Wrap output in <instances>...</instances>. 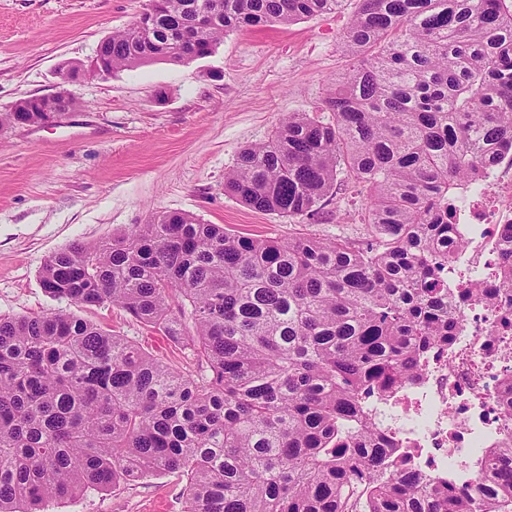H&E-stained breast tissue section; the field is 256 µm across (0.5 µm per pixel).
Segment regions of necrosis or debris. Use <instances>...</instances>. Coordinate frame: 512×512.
Returning <instances> with one entry per match:
<instances>
[{
	"mask_svg": "<svg viewBox=\"0 0 512 512\" xmlns=\"http://www.w3.org/2000/svg\"><path fill=\"white\" fill-rule=\"evenodd\" d=\"M450 221L466 241L448 257L458 289L454 333L424 358L419 383L372 403L381 431L420 470L467 492L481 477L472 459L512 444V410L502 402V380L512 375V297L486 293L501 278L500 227L512 224V160L463 186Z\"/></svg>",
	"mask_w": 512,
	"mask_h": 512,
	"instance_id": "necrosis-or-debris-1",
	"label": "necrosis or debris"
}]
</instances>
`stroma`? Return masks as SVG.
Instances as JSON below:
<instances>
[{
  "label": "stroma",
  "instance_id": "obj_1",
  "mask_svg": "<svg viewBox=\"0 0 512 512\" xmlns=\"http://www.w3.org/2000/svg\"><path fill=\"white\" fill-rule=\"evenodd\" d=\"M148 0H0V112L63 92L74 108L30 126L0 128V318L64 309L39 278L46 259L149 223L163 211L256 238L357 237L366 194L353 188L311 220L244 206L224 191L240 150L270 136L291 112L326 116L324 99L353 63L344 36L355 10L290 25L245 28L208 57L153 62L110 78L60 75L89 65L100 42ZM78 316L125 337L169 367L197 373L186 343L122 309ZM184 477L135 482L49 504L45 512H183Z\"/></svg>",
  "mask_w": 512,
  "mask_h": 512
}]
</instances>
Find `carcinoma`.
<instances>
[{
  "mask_svg": "<svg viewBox=\"0 0 512 512\" xmlns=\"http://www.w3.org/2000/svg\"><path fill=\"white\" fill-rule=\"evenodd\" d=\"M343 2L153 0L152 24L99 51L113 74L184 63ZM356 2L332 119L288 113L239 152L224 191L312 218L344 172L368 190L365 239L253 238L161 212L51 254V297L187 336L205 366L178 372L72 312L0 318V512L166 473L186 478L184 512H512V447L485 451L467 495L382 447L367 400L417 383L452 331L448 198L512 153V2ZM17 106L0 127L46 119L40 100Z\"/></svg>",
  "mask_w": 512,
  "mask_h": 512,
  "instance_id": "cac0c4a2",
  "label": "carcinoma"
}]
</instances>
